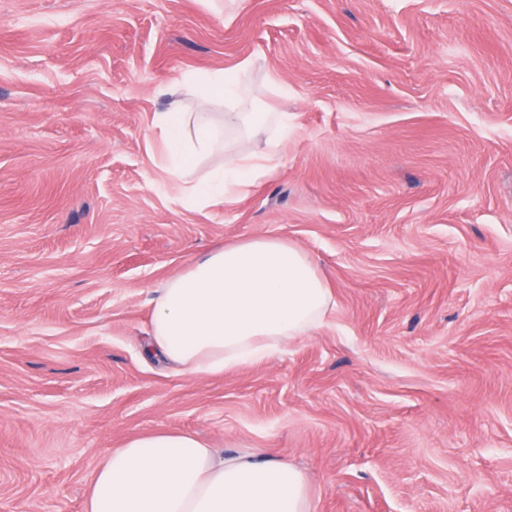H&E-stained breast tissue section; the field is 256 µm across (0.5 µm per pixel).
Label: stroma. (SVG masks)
<instances>
[{
	"instance_id": "stroma-1",
	"label": "stroma",
	"mask_w": 512,
	"mask_h": 512,
	"mask_svg": "<svg viewBox=\"0 0 512 512\" xmlns=\"http://www.w3.org/2000/svg\"><path fill=\"white\" fill-rule=\"evenodd\" d=\"M246 60L295 131L188 203L157 88ZM257 235L316 259L330 325L146 358L156 289ZM158 431L287 459L315 512H512V0H0V512H84Z\"/></svg>"
}]
</instances>
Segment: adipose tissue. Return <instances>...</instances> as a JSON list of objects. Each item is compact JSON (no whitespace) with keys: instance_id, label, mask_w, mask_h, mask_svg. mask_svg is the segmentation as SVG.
Masks as SVG:
<instances>
[{"instance_id":"ef3b65f1","label":"adipose tissue","mask_w":512,"mask_h":512,"mask_svg":"<svg viewBox=\"0 0 512 512\" xmlns=\"http://www.w3.org/2000/svg\"><path fill=\"white\" fill-rule=\"evenodd\" d=\"M186 87L201 101L240 97L238 71ZM165 167L187 199L222 204L246 194L276 167L295 125L285 112L157 113ZM267 133L260 152L246 144ZM224 152L223 165L191 177L193 159ZM333 294L314 258L285 238L226 245L169 278L153 300L146 356L191 377L265 359L328 324ZM85 512H314L305 475L268 455L222 454L193 435L149 432L126 440L97 466Z\"/></svg>"}]
</instances>
